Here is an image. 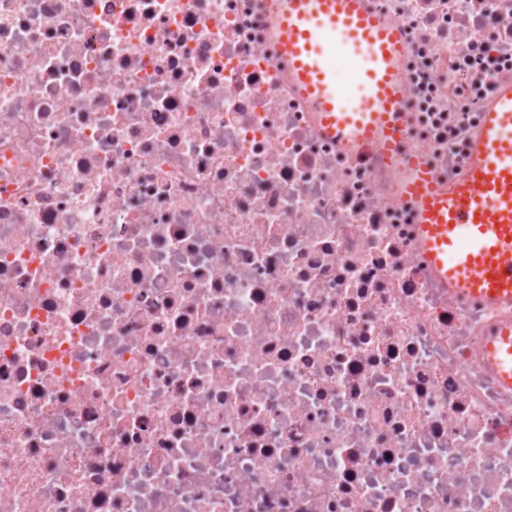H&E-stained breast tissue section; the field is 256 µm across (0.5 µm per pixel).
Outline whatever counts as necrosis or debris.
<instances>
[{
    "label": "necrosis or debris",
    "mask_w": 512,
    "mask_h": 512,
    "mask_svg": "<svg viewBox=\"0 0 512 512\" xmlns=\"http://www.w3.org/2000/svg\"><path fill=\"white\" fill-rule=\"evenodd\" d=\"M454 180L512 0H365ZM264 0H0V512H512L498 311L322 135ZM484 354L500 382L512 387V324L496 329L487 336Z\"/></svg>",
    "instance_id": "obj_1"
}]
</instances>
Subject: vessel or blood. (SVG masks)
I'll list each match as a JSON object with an SVG mask.
<instances>
[{
	"mask_svg": "<svg viewBox=\"0 0 512 512\" xmlns=\"http://www.w3.org/2000/svg\"><path fill=\"white\" fill-rule=\"evenodd\" d=\"M267 3L280 55L321 131L347 147L404 157L408 171L397 191L418 207L417 237L431 274L455 295L512 305V83L497 87L462 176L446 183L406 147L397 26L361 0ZM340 68L352 77L356 98L337 86ZM484 353L500 382L512 387V324L487 337Z\"/></svg>",
	"mask_w": 512,
	"mask_h": 512,
	"instance_id": "vessel-or-blood-1",
	"label": "vessel or blood"
}]
</instances>
